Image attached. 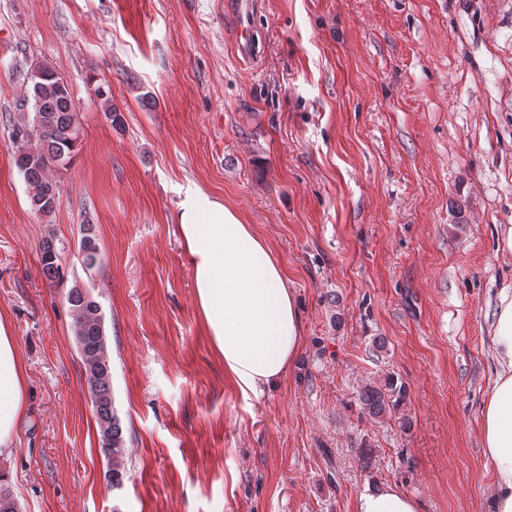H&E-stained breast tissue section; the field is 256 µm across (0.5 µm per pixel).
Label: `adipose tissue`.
<instances>
[{
  "label": "adipose tissue",
  "instance_id": "1",
  "mask_svg": "<svg viewBox=\"0 0 512 512\" xmlns=\"http://www.w3.org/2000/svg\"><path fill=\"white\" fill-rule=\"evenodd\" d=\"M178 228L193 269L196 311L225 377L245 395L280 380L303 338L295 297L271 246L221 199L187 191ZM494 378L482 408L483 455L493 472L491 512H512V287L501 289L490 325ZM26 412L16 338L0 318V455L11 453ZM355 512H420L391 483L365 486Z\"/></svg>",
  "mask_w": 512,
  "mask_h": 512
}]
</instances>
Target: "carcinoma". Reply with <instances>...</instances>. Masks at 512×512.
Returning <instances> with one entry per match:
<instances>
[{"label":"carcinoma","mask_w":512,"mask_h":512,"mask_svg":"<svg viewBox=\"0 0 512 512\" xmlns=\"http://www.w3.org/2000/svg\"><path fill=\"white\" fill-rule=\"evenodd\" d=\"M25 77L31 83L26 97L19 103L20 116L12 125L11 138L25 145L17 150L14 165L30 190V204L35 213L47 217L60 205L55 183L49 177L53 167L67 166L79 147L80 126L73 98L63 78L49 66H38ZM90 91L105 118L117 125L121 117L112 105L110 90L105 84L90 78ZM79 256L83 267L92 271L100 263V248L96 225L84 219L80 225ZM43 276L50 283L64 284L65 274L61 254L52 238L44 240L40 255ZM72 328L86 374V383L99 427L101 450L112 460L109 481L112 488L124 484L126 455L122 427L112 395V370L107 353L101 304L93 292L78 284L67 292ZM408 391L405 383L395 374L388 373L374 385H366L359 394L362 410L371 418L392 415L406 404ZM0 512H18L17 503L0 473Z\"/></svg>","instance_id":"carcinoma-1"}]
</instances>
